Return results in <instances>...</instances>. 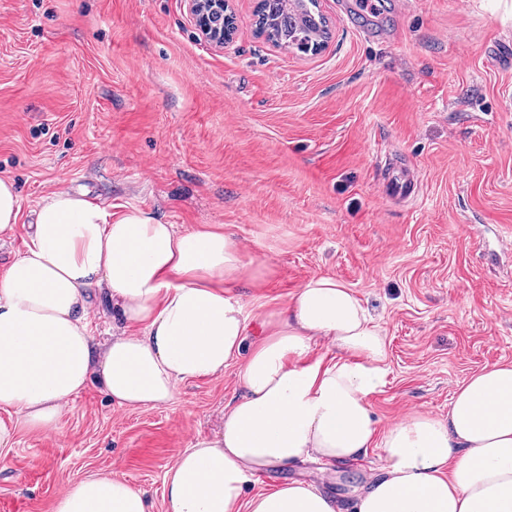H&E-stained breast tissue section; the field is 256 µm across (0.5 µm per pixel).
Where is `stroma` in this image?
I'll return each mask as SVG.
<instances>
[{
    "label": "stroma",
    "instance_id": "35a3bbf8",
    "mask_svg": "<svg viewBox=\"0 0 512 512\" xmlns=\"http://www.w3.org/2000/svg\"><path fill=\"white\" fill-rule=\"evenodd\" d=\"M352 2L319 0L331 36L301 53L257 34V0H231L224 48L186 0H0V177L21 204L0 271L59 189L181 231L221 224L261 273L237 290L250 323L336 278L386 333L368 398L380 425L447 417L470 375L512 363V66L490 53L512 43V0H407L372 22ZM404 161L417 192L388 199L383 177ZM239 369L146 410L92 385L56 427H17L0 447V512H53L96 472L167 512V472L242 395ZM382 466L373 447L324 469H266L250 491L299 479L354 512Z\"/></svg>",
    "mask_w": 512,
    "mask_h": 512
}]
</instances>
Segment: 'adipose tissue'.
Here are the masks:
<instances>
[{
	"instance_id": "obj_1",
	"label": "adipose tissue",
	"mask_w": 512,
	"mask_h": 512,
	"mask_svg": "<svg viewBox=\"0 0 512 512\" xmlns=\"http://www.w3.org/2000/svg\"><path fill=\"white\" fill-rule=\"evenodd\" d=\"M27 238L0 273V409L18 424L54 426L93 382L118 406L158 408L179 383L241 359L244 394L168 471V512H338L302 481L248 488L259 469L351 460L375 445L385 474L356 512H512V364L472 374L447 418L416 414L383 428L367 398L383 383L385 334L336 279L299 288L252 341L236 294L252 273L223 229L181 233L148 212L117 216L57 190L41 199ZM96 290L117 318L101 340L91 330ZM322 339L337 359L312 358ZM54 512H150V502L127 480L92 474Z\"/></svg>"
}]
</instances>
